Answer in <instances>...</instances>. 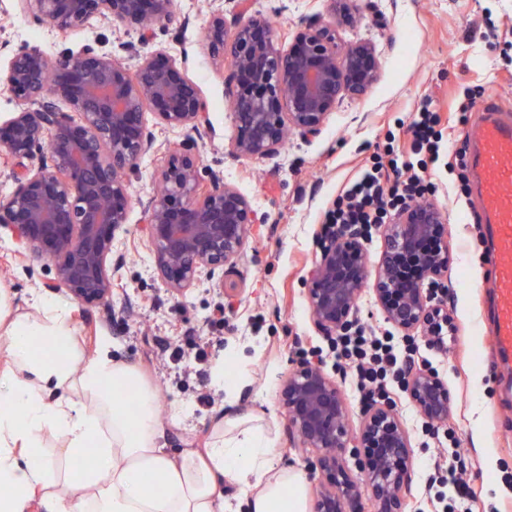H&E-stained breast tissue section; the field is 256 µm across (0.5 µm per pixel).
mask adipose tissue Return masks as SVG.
Returning a JSON list of instances; mask_svg holds the SVG:
<instances>
[{
  "mask_svg": "<svg viewBox=\"0 0 512 512\" xmlns=\"http://www.w3.org/2000/svg\"><path fill=\"white\" fill-rule=\"evenodd\" d=\"M0 312V512H227L224 480L245 482L248 512H307L300 470L280 469L254 416L224 418L204 454L159 444L158 394L112 341L75 347L69 305ZM63 436L55 454L42 437Z\"/></svg>",
  "mask_w": 512,
  "mask_h": 512,
  "instance_id": "1",
  "label": "adipose tissue"
}]
</instances>
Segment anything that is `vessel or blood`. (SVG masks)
<instances>
[{
    "label": "vessel or blood",
    "instance_id": "b4317fda",
    "mask_svg": "<svg viewBox=\"0 0 512 512\" xmlns=\"http://www.w3.org/2000/svg\"><path fill=\"white\" fill-rule=\"evenodd\" d=\"M472 164L482 220L491 227L492 286L498 298L492 332L499 357H512V122L486 117L474 130Z\"/></svg>",
    "mask_w": 512,
    "mask_h": 512
}]
</instances>
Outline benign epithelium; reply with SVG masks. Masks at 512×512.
Instances as JSON below:
<instances>
[{
  "mask_svg": "<svg viewBox=\"0 0 512 512\" xmlns=\"http://www.w3.org/2000/svg\"><path fill=\"white\" fill-rule=\"evenodd\" d=\"M20 10L59 33L82 29L93 19L116 22L141 36L119 50L129 66L98 44L47 55L36 44L8 49L0 65V88L17 101L0 120V152L19 163L39 158L34 170L13 174L14 188L0 200V231L17 253L54 265L50 288L86 307L107 303L117 235L128 224V175L150 152L155 135L146 110L159 124L199 137L208 133L206 101L181 63L163 49H144L146 27L173 14L174 0H16ZM333 19L314 16L295 32L288 49L259 15H247L252 0H231L206 26L209 57L231 62L225 80L234 135V156L268 159L288 136L304 141L320 134L344 100L363 98L381 73L376 42L343 44L340 28L356 21L357 0H327ZM198 153L185 146L166 155L156 190L143 204L142 234L153 247L158 278L175 292L232 267L241 257L258 216L251 200L211 173L200 174ZM447 216L423 200L395 210L378 227L381 250L373 283L374 303L385 323L419 336L437 350L456 332L437 292L444 287L451 255ZM362 229L350 227L320 241V256L308 271V303L314 326L329 340L357 322L367 280L368 254ZM404 392L422 418L448 419L453 398L448 383L425 363L413 364ZM279 400L306 466L319 473L314 512H356L365 496L374 512H403L414 451L409 432L388 402L366 405L358 426L335 378L321 366L298 361L282 381ZM353 451L355 470L347 465Z\"/></svg>",
  "mask_w": 512,
  "mask_h": 512,
  "instance_id": "obj_1",
  "label": "benign epithelium"
}]
</instances>
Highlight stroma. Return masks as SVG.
Instances as JSON below:
<instances>
[{"mask_svg": "<svg viewBox=\"0 0 512 512\" xmlns=\"http://www.w3.org/2000/svg\"><path fill=\"white\" fill-rule=\"evenodd\" d=\"M225 0H176L170 21L154 27L149 48L163 49L181 61L203 91L210 130L196 144L204 172L223 174L247 195L259 221L242 258L223 276L203 279L174 294L154 274L150 245L140 231L143 205L154 192V178L170 143L183 136L154 125L153 149L131 176L132 203L124 236L129 259L112 278L108 307H71L76 347L95 353L101 337L112 339L113 359L133 366L155 388L166 448L198 452L207 448L224 417L254 412L262 417L279 466L304 470V452L288 427L278 387L293 363L320 351L327 342L315 330L307 295V272L319 255L315 233L324 209L373 158L393 145L407 155L404 125L423 100H430L447 151L433 167L427 197L447 214L452 261L441 291L457 326L444 351L414 339L415 359L445 378L454 404L446 428L452 440H436L422 430L423 418L400 385L389 398L407 428L414 449L404 512H426L425 486L434 463L445 462L449 443L469 459L467 481L481 493L479 512H512V370L496 365L491 329L497 299L490 286L489 238L478 218L473 174L457 157L469 149L468 134L482 114L480 105L496 96L512 114V0H373L356 26L345 27V41L370 38L381 51V77L366 96L344 101L307 141L290 139L269 159L236 157L224 96L226 73L210 61L205 28L211 12ZM327 0H252V13L273 30L291 32L310 16L327 14ZM126 32L94 20L63 36L0 0V42H29L47 53L79 50L91 42L107 45L137 41ZM15 244L0 235V289L10 297L12 314L29 310L32 292H45L54 276L47 260L16 258ZM235 291L234 306L217 314L224 288ZM187 355L204 348L202 376L165 366L169 346ZM233 350L226 368L240 380L238 397L227 404L213 382L216 362ZM210 394L211 404L198 401Z\"/></svg>", "mask_w": 512, "mask_h": 512, "instance_id": "stroma-1", "label": "stroma"}]
</instances>
